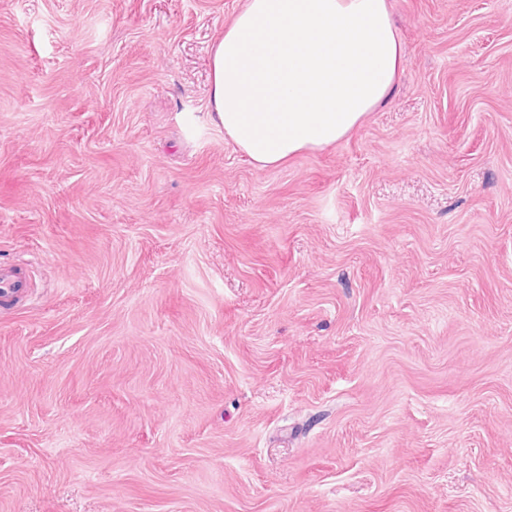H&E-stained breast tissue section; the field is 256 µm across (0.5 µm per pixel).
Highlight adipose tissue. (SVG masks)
I'll use <instances>...</instances> for the list:
<instances>
[{
    "instance_id": "obj_1",
    "label": "adipose tissue",
    "mask_w": 512,
    "mask_h": 512,
    "mask_svg": "<svg viewBox=\"0 0 512 512\" xmlns=\"http://www.w3.org/2000/svg\"><path fill=\"white\" fill-rule=\"evenodd\" d=\"M388 0H246L210 59V104L260 168L353 131L396 86Z\"/></svg>"
}]
</instances>
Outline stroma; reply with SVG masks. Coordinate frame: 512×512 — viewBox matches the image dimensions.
<instances>
[{
  "label": "stroma",
  "mask_w": 512,
  "mask_h": 512,
  "mask_svg": "<svg viewBox=\"0 0 512 512\" xmlns=\"http://www.w3.org/2000/svg\"><path fill=\"white\" fill-rule=\"evenodd\" d=\"M245 0H0V512H512V0H389L404 63L260 169ZM30 280L26 269L21 265L0 266V308L5 309L14 303L27 299Z\"/></svg>",
  "instance_id": "35a3bbf8"
}]
</instances>
